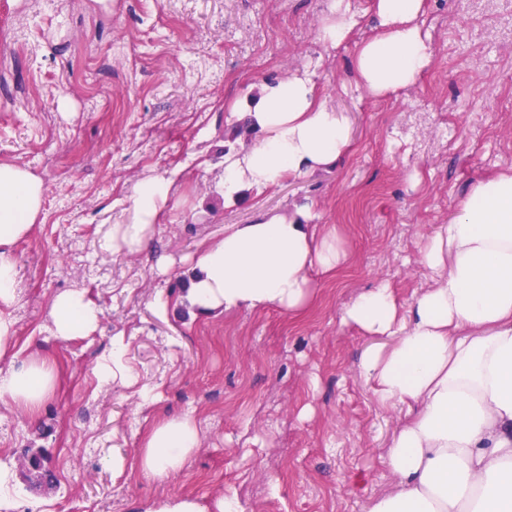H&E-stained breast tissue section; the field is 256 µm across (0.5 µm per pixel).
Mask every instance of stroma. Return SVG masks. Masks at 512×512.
<instances>
[{
    "mask_svg": "<svg viewBox=\"0 0 512 512\" xmlns=\"http://www.w3.org/2000/svg\"><path fill=\"white\" fill-rule=\"evenodd\" d=\"M330 0H0V163L44 184L12 246L17 295L0 370L33 357L61 378L38 417L0 403V512H143L168 498L236 495L242 512H363L389 481L381 455L398 410L358 370L371 337L341 326L359 291L388 282L404 306L428 285L417 253L472 182L512 166V0H425L432 63L374 99L354 80V43L325 50ZM306 67L353 143L336 166L225 202L224 151L247 146L227 105ZM174 176L148 248L104 247L144 177ZM310 203L348 261L315 281L302 317L278 308L192 318L179 303L202 245L225 228ZM170 261L167 273L155 266ZM86 290L90 335L59 342L54 296ZM124 354L115 379L99 366ZM189 413L202 444L165 482L139 471L157 417ZM68 480L40 487L29 450ZM121 465H113V458Z\"/></svg>",
    "mask_w": 512,
    "mask_h": 512,
    "instance_id": "1",
    "label": "stroma"
}]
</instances>
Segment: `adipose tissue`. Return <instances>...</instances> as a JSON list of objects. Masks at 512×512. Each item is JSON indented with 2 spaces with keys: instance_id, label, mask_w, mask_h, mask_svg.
I'll list each match as a JSON object with an SVG mask.
<instances>
[{
  "instance_id": "obj_1",
  "label": "adipose tissue",
  "mask_w": 512,
  "mask_h": 512,
  "mask_svg": "<svg viewBox=\"0 0 512 512\" xmlns=\"http://www.w3.org/2000/svg\"><path fill=\"white\" fill-rule=\"evenodd\" d=\"M425 0H372L370 33L352 0H331L317 38L333 50L354 42L358 84L380 98L415 85L430 66ZM232 117L256 138L224 156V199L262 191L336 164L352 146L347 117L328 105L313 73L263 83L250 103H231ZM172 177L138 182L123 223L113 225V253L143 252L173 194ZM42 182L0 164V304L13 303L16 266L9 252L30 232ZM430 279L409 309L388 283L360 291L340 322L376 337L359 372L377 401L405 408L381 460L389 489L365 512H512V169L474 181L455 216L419 249ZM340 230L319 224L309 205L293 217L237 224L202 249L182 299L192 316L275 307L302 314L315 297V276L346 263ZM54 334L67 342L95 330L100 309L81 291L52 302ZM57 382L54 366L36 359L0 374V401L38 415ZM198 424L186 415L155 420L139 451L142 474L163 481L199 448Z\"/></svg>"
}]
</instances>
